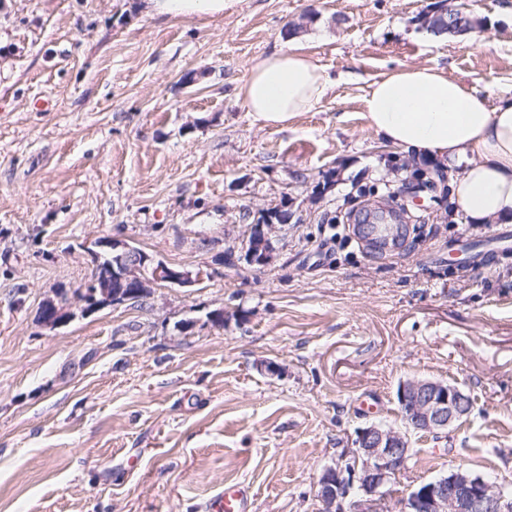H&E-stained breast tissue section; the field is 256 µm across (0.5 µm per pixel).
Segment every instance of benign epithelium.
I'll use <instances>...</instances> for the list:
<instances>
[{
  "label": "benign epithelium",
  "mask_w": 512,
  "mask_h": 512,
  "mask_svg": "<svg viewBox=\"0 0 512 512\" xmlns=\"http://www.w3.org/2000/svg\"><path fill=\"white\" fill-rule=\"evenodd\" d=\"M272 225L260 224L254 231L257 245L248 252L253 264L267 263L273 254ZM86 253L93 271L102 258L118 253L119 270L95 275L90 295L78 298L79 312L49 300L44 323L55 328L76 314L126 305L132 298L150 293L159 284L189 286L195 282L190 272L169 266L117 238L94 241ZM400 415L415 432L438 435L469 413L468 396L459 388L441 381H410L400 386ZM407 434L371 424L358 431L354 447L345 450L327 466L319 480L317 497L323 512H386L388 500L396 499L401 512H512V493L506 486L474 475L461 468L423 482L402 497L390 487L393 476L403 470L409 458Z\"/></svg>",
  "instance_id": "obj_1"
}]
</instances>
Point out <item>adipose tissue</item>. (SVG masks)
Wrapping results in <instances>:
<instances>
[{
  "instance_id": "1",
  "label": "adipose tissue",
  "mask_w": 512,
  "mask_h": 512,
  "mask_svg": "<svg viewBox=\"0 0 512 512\" xmlns=\"http://www.w3.org/2000/svg\"><path fill=\"white\" fill-rule=\"evenodd\" d=\"M227 0H147L152 15L223 16ZM331 81L298 48L254 59L240 89L256 121L282 127L314 111ZM366 117L386 143L457 171L451 196L475 224L512 223V102L489 106L474 88L431 66L400 69L373 81Z\"/></svg>"
}]
</instances>
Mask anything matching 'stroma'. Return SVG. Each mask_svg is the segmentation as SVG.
I'll return each instance as SVG.
<instances>
[{
  "label": "stroma",
  "mask_w": 512,
  "mask_h": 512,
  "mask_svg": "<svg viewBox=\"0 0 512 512\" xmlns=\"http://www.w3.org/2000/svg\"><path fill=\"white\" fill-rule=\"evenodd\" d=\"M453 4L477 29L433 34L441 0H234L194 19L0 0V512H204L237 482L251 512H321L323 469L365 426L403 430L397 390L418 380L473 405L409 434L396 489L458 467L512 485V224L450 213L438 166L382 141L364 103L415 66L512 100V0ZM288 45L333 85L270 127L238 92ZM283 200L272 261L249 264L251 226ZM385 204L407 237L377 252L348 218ZM101 237L203 279L46 328Z\"/></svg>",
  "instance_id": "35a3bbf8"
}]
</instances>
